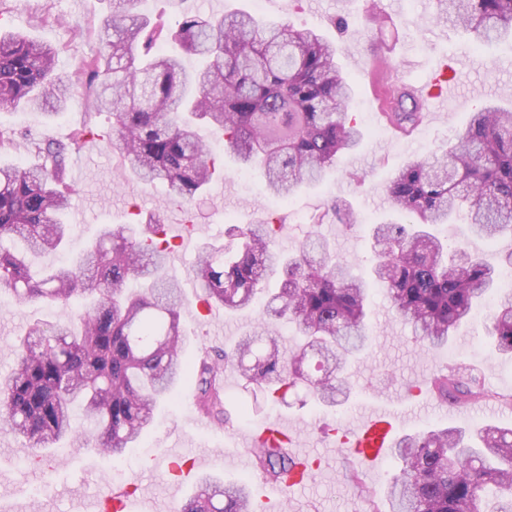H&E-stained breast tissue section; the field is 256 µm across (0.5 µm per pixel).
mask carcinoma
Wrapping results in <instances>:
<instances>
[{
    "label": "carcinoma",
    "mask_w": 512,
    "mask_h": 512,
    "mask_svg": "<svg viewBox=\"0 0 512 512\" xmlns=\"http://www.w3.org/2000/svg\"><path fill=\"white\" fill-rule=\"evenodd\" d=\"M138 2L108 0L100 34L108 52L68 74L55 71L52 47L0 32V108L23 101L52 117L74 93L89 91L98 111L112 114L111 144L128 169L188 200L212 178L203 128L224 140L237 163L258 170L265 191L282 202L322 182L360 144L363 131L349 112L353 87L336 43L322 33L261 23L243 11L186 14L169 30L139 14ZM433 17L456 22L477 43L512 38V0H436ZM167 42L202 64L187 68L181 55L162 49ZM387 118L414 129L423 113L395 85ZM93 134L85 126L66 143L28 142L40 163L0 164V293L62 309L81 299L77 313L36 324L20 337L15 365L0 378V429L31 448L70 436L122 456L151 427L157 404L189 376L196 377L199 412L227 425L223 366L266 401L304 384L316 400L334 406L336 393L349 391L347 359L369 339L372 286L386 290L395 317L414 336L441 348L512 270V250L494 266L464 250L448 251L432 232L462 201L471 204L480 236L512 232V108L485 103L443 158L412 161L390 179V207L410 224L374 226L369 280L337 260L323 239L309 238L287 254L276 247L271 223L229 225L224 239L198 256L197 295L229 313L243 310L278 270L282 279L266 313L293 323L301 344L285 352L263 321L231 350L207 353L192 366L182 354L186 298L164 273L170 243L153 236L156 215L136 226L107 225L71 263L31 270L28 254L58 252L68 242L70 225L62 219L73 194L67 161ZM129 281L139 289L124 291ZM490 321L496 351L512 356L511 297L500 301ZM430 391L460 402L488 397L482 378L466 370L435 375ZM77 410L95 433L75 427ZM254 454L275 482L293 465L283 446L261 444ZM393 454L403 468L388 489L390 512H512V429L406 434ZM248 488L244 481L206 482L180 512H256Z\"/></svg>",
    "instance_id": "carcinoma-1"
}]
</instances>
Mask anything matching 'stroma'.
<instances>
[{
  "mask_svg": "<svg viewBox=\"0 0 512 512\" xmlns=\"http://www.w3.org/2000/svg\"><path fill=\"white\" fill-rule=\"evenodd\" d=\"M387 6V0H141L138 12L170 27L187 10L204 15L244 10L265 21L285 20L322 31L341 50L340 63L354 88L351 110L366 137L354 153L342 157L339 172L322 184L301 188L285 202L266 194L258 171L239 169L223 150H215L223 176L188 202L169 199L161 183L146 184L122 174L123 161L104 136L112 117L95 112L91 96H72L65 109L51 118L22 104L0 108V127L39 141L68 140L86 125L99 132L69 160L68 178L74 188L68 211L73 226L69 246L34 257V265L64 263L102 225L132 223L135 207L145 214L159 212L177 234L184 223L194 224L184 247L170 253L166 262L168 277L179 283L188 300L181 317L188 335L184 357L192 362L203 351L224 348L251 331L264 309L261 298L236 313L216 305L205 315L198 308L192 264L200 247L223 237L228 224L274 220L279 244L287 250L296 249L307 236L321 235L339 260L368 275L375 261L371 227L393 218L387 196L391 177L410 161L442 155L480 103L512 95L511 44L478 47L462 30L438 31L430 20L432 0H404V23L394 29L377 20L379 10ZM107 12V0H0V28L58 48L57 68L68 73L82 61L105 53L98 33ZM443 59L450 60L455 71H466L463 97L454 107L430 115L411 140L391 138L374 111L365 70L376 63L392 79L419 81ZM468 208V203H460L448 223L436 226V234L449 248L496 262L500 253L512 249V235L493 241L477 236L467 218ZM318 214L323 222L313 223ZM503 295L500 287L490 291L486 306L458 328L448 346L435 349L415 339L396 319L382 288H372L367 306L371 343L347 369L348 398L333 407L301 391L289 395L287 403L271 402L262 412L241 417V405L252 403L253 396L242 387L238 373L228 369L224 395L230 425L201 417L194 405L195 381L184 379L172 401L158 406L153 426L139 442L143 453L137 458H115L63 441L44 450L40 465L33 467L29 464L33 451L25 440L0 431V512H91L108 490L122 491L133 483L153 488L151 498L142 504L144 512H177L181 501L166 477V453L171 448L199 459L202 474H216L227 482L246 480L256 493L269 494L272 483L255 468L237 469L232 454L250 431L270 421L288 423L297 435L298 448L310 450L320 461L314 480L285 498V512H388V484L400 471L399 461L390 456L376 467L365 466L332 445L334 433L367 415L379 401L395 412L401 435L446 427L469 431L487 422L512 427V358L501 357L488 337L491 308ZM65 316V310L36 300L17 303L0 296V375L15 364L16 337L34 324ZM452 369L479 374L489 398L458 404L426 391L411 395L414 385L429 383L438 372Z\"/></svg>",
  "mask_w": 512,
  "mask_h": 512,
  "instance_id": "obj_1",
  "label": "stroma"
}]
</instances>
